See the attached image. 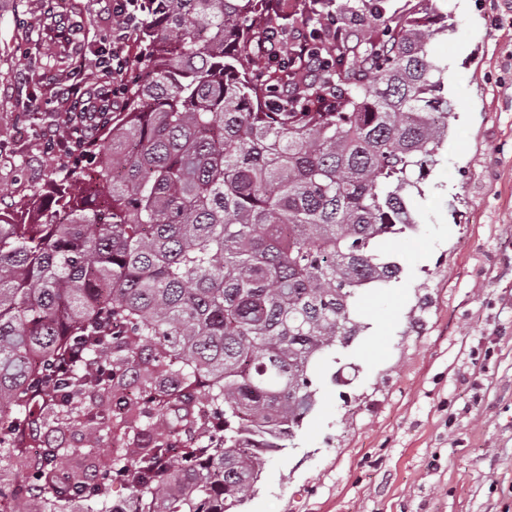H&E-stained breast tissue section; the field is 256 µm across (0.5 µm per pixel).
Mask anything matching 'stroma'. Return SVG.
Instances as JSON below:
<instances>
[{
	"label": "stroma",
	"instance_id": "35a3bbf8",
	"mask_svg": "<svg viewBox=\"0 0 512 512\" xmlns=\"http://www.w3.org/2000/svg\"><path fill=\"white\" fill-rule=\"evenodd\" d=\"M455 109L402 273L361 290L318 407L238 512H512V0H448ZM112 0H0V207L51 190L43 153Z\"/></svg>",
	"mask_w": 512,
	"mask_h": 512
}]
</instances>
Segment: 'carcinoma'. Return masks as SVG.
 <instances>
[{
    "label": "carcinoma",
    "mask_w": 512,
    "mask_h": 512,
    "mask_svg": "<svg viewBox=\"0 0 512 512\" xmlns=\"http://www.w3.org/2000/svg\"><path fill=\"white\" fill-rule=\"evenodd\" d=\"M387 8L358 0L334 33L306 11L308 52L283 60L271 0H148L98 164L0 216L8 512H232L288 448L359 291L399 277L389 249L448 137L451 14L367 26ZM75 419L88 455L97 420L112 443L91 474L46 431Z\"/></svg>",
    "instance_id": "1"
}]
</instances>
